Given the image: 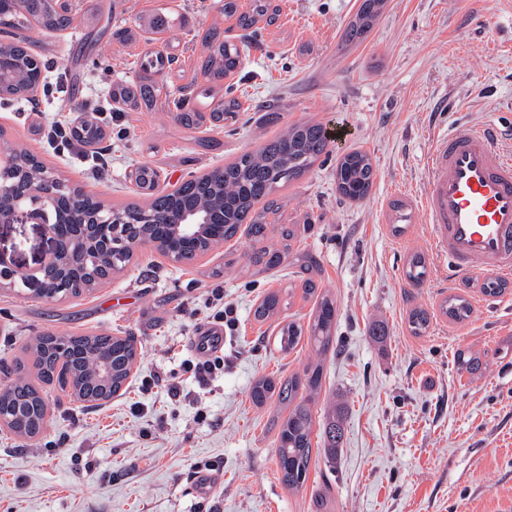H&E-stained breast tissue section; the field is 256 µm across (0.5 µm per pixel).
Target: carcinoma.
<instances>
[{
	"label": "carcinoma",
	"instance_id": "1",
	"mask_svg": "<svg viewBox=\"0 0 512 512\" xmlns=\"http://www.w3.org/2000/svg\"><path fill=\"white\" fill-rule=\"evenodd\" d=\"M274 2L251 0L250 9L241 12L237 0H224L222 10L227 17H237L239 28L248 30L262 21L268 25L274 23L278 12ZM385 7L386 0H362L355 18L344 32V41L364 40ZM34 25L44 33L76 28L68 0H6L0 3V102L27 96L42 72L48 69V64L31 52L26 32ZM198 38L202 47L199 69L208 86L196 92L181 87L174 100L180 122L190 130L207 123L216 126L224 121V116L241 107L235 98L218 97L224 91V79L239 69L238 45L224 36L217 26L202 31ZM175 62L176 56L169 53L146 52L140 61L138 79L113 85L109 97L123 102L133 111L152 109L164 89L158 76L172 68ZM73 136L91 144L103 138V131L85 123L81 129L73 131ZM327 147L322 125H293L257 151L194 176L169 192L156 189L155 170L148 166L138 168V180L150 197L148 207L107 208L112 223L119 225L115 239L128 241L127 248L111 251L81 240L73 231L61 241L63 253L71 259L67 272L77 283V287L70 289L69 296L81 297L90 293L100 282L123 270L132 258L135 246L153 245L171 256L173 261L181 262L233 239L243 225L252 242L254 265L270 268L281 264L290 255L291 242L297 238L300 227L281 224L278 233L284 241L283 247L275 249L266 244L269 232L266 216L280 210L274 193L280 183L306 173L326 153ZM9 157L17 178L27 184L49 182L55 187L56 203L64 214V223L86 224L91 213L102 206L101 202L79 189L69 188L54 177L31 151L12 148ZM374 178L372 161L362 151L350 152L337 163L338 191L351 201L364 199L372 189ZM187 215L204 216L206 222L190 237H173L170 225ZM300 268L305 273L301 277L303 294L311 297L318 290L310 276L314 261L305 257L301 259ZM426 273V257L421 253L411 255L406 264L408 281L417 285ZM279 306V295L271 293L256 307L255 318L268 320ZM441 310L448 319L461 322L470 317L471 305L462 295H450L442 302ZM336 315L335 300L322 294L308 327L294 322L282 325L277 334L280 350L288 353L305 338L317 360L308 364L302 373L283 382L262 378L251 391L252 401L259 407L275 397L289 408L288 416L279 426L276 455L282 482L290 489L304 483L311 463L314 426L311 402L321 389L322 356L336 345ZM429 323L426 310L415 308L410 312L408 324L413 335H422ZM22 352L23 356L0 366L8 379L4 393L0 395V404L7 414L4 426L26 440L42 434L47 423L43 386H52L84 402L105 401L122 388L139 356L134 337L104 332L64 337L43 333L27 340ZM457 362L469 373L481 370L480 358L469 352H459ZM342 437L340 421L334 417L328 419L323 452L329 460H336Z\"/></svg>",
	"mask_w": 512,
	"mask_h": 512
}]
</instances>
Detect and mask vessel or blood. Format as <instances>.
Here are the masks:
<instances>
[{"instance_id":"obj_1","label":"vessel or blood","mask_w":512,"mask_h":512,"mask_svg":"<svg viewBox=\"0 0 512 512\" xmlns=\"http://www.w3.org/2000/svg\"><path fill=\"white\" fill-rule=\"evenodd\" d=\"M492 123L465 125L439 137L428 156L420 207L448 278L473 271L512 272V153ZM195 350H219L222 329L200 328Z\"/></svg>"}]
</instances>
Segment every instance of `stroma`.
Here are the masks:
<instances>
[{"mask_svg": "<svg viewBox=\"0 0 512 512\" xmlns=\"http://www.w3.org/2000/svg\"><path fill=\"white\" fill-rule=\"evenodd\" d=\"M83 26L32 31L59 63L35 101L0 105V130L48 167L108 203L143 202L129 180L142 164L171 189L259 148L285 127L312 121L332 130L330 152L278 188L284 203L270 224H300L295 250L313 256L320 291L338 307L336 349L312 405L314 452L304 484L288 489L276 456L287 409L254 406L253 384L302 372L312 351L276 345V322H256L264 295L287 301L281 319L308 324L314 299L296 291L297 268L250 266L251 242L238 234L197 260L175 264L152 246L91 294L60 301L0 289V360L21 356L31 336L106 332L134 336L140 355L122 389L91 406L49 391L48 423L33 441L0 427V512H507L512 507V278L485 295L477 272L449 281L433 252L430 227L415 210L403 234L391 232L393 197L418 199L434 137L467 123L512 129V0H387L367 40L347 47L341 34L361 0H277L275 25L239 39L232 94L244 110L223 127L185 129L168 94L201 88L198 32L232 27L221 0H71ZM161 14L163 27L138 43L113 41L116 27ZM172 49L178 60L166 95L151 110L104 103L103 82L135 78L144 47ZM110 108L98 168L92 147L52 141V118ZM372 158L371 194L353 202L336 190L344 153ZM49 242L35 224H0V250L16 266L38 265ZM427 259L422 286L404 277L408 257ZM221 292L236 326L224 333L223 368L207 382L192 370L196 329L218 312ZM451 294L473 312L455 323L441 314ZM428 310L421 336L410 308ZM382 328L384 341L371 339ZM479 352V373L461 371L460 349ZM164 384H156V377ZM344 414L335 461L321 447L331 407ZM220 484L194 494V477Z\"/></svg>", "mask_w": 512, "mask_h": 512, "instance_id": "35a3bbf8", "label": "stroma"}]
</instances>
